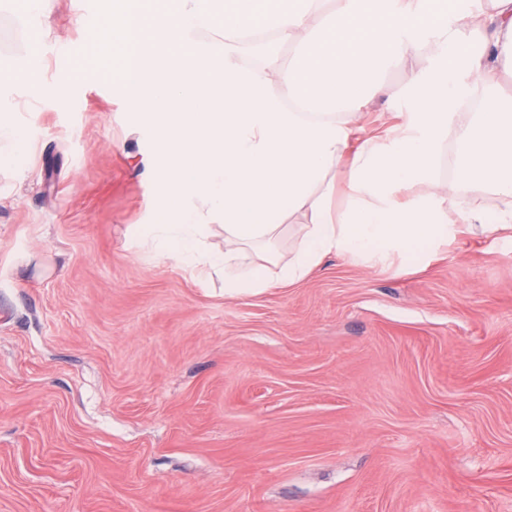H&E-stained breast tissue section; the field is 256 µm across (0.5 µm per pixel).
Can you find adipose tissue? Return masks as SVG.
<instances>
[{
  "label": "adipose tissue",
  "instance_id": "1",
  "mask_svg": "<svg viewBox=\"0 0 512 512\" xmlns=\"http://www.w3.org/2000/svg\"><path fill=\"white\" fill-rule=\"evenodd\" d=\"M114 82L156 147L154 204L133 239L198 284L230 295L291 285L335 255L376 266L427 256L460 228L512 229V0H120ZM262 27L283 63L244 65ZM420 59L391 88L407 108L384 135L362 109L391 67ZM489 188L491 212L438 190ZM304 218L288 260L271 256L283 222ZM223 229L224 248L206 242Z\"/></svg>",
  "mask_w": 512,
  "mask_h": 512
}]
</instances>
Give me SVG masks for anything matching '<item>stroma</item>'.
I'll return each instance as SVG.
<instances>
[{
  "mask_svg": "<svg viewBox=\"0 0 512 512\" xmlns=\"http://www.w3.org/2000/svg\"><path fill=\"white\" fill-rule=\"evenodd\" d=\"M98 3L0 5V61L67 85L0 74V512H512V231L197 284L132 244L153 137L80 51ZM0 142L11 144L18 156L26 153L27 141L21 129L13 122L0 120Z\"/></svg>",
  "mask_w": 512,
  "mask_h": 512,
  "instance_id": "obj_1",
  "label": "stroma"
}]
</instances>
